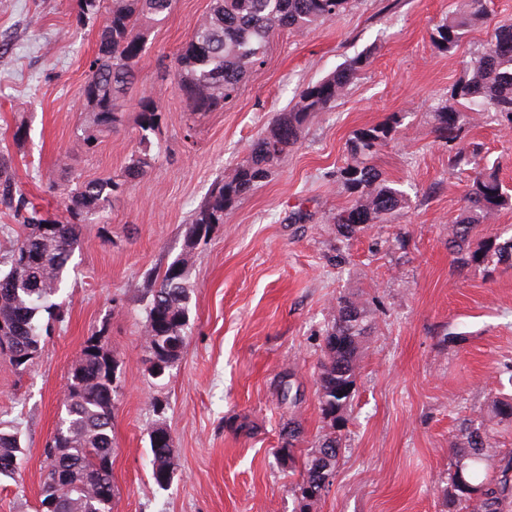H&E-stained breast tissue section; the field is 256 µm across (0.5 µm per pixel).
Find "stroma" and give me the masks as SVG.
Listing matches in <instances>:
<instances>
[{
  "mask_svg": "<svg viewBox=\"0 0 512 512\" xmlns=\"http://www.w3.org/2000/svg\"><path fill=\"white\" fill-rule=\"evenodd\" d=\"M209 7L174 0L163 21L144 20L137 92L88 149L80 89L96 27L78 24L76 0H0V151L42 218H67L54 183L123 173L140 147V94L161 109L147 174L82 224L56 296L63 312L44 319L39 353L22 370L0 355V423L18 428L24 445L19 476L0 482V512H37L64 383L93 336L119 363L113 512H294L301 473L277 450L288 422L300 423L304 454L326 429L316 381L343 295L369 302L372 334L345 447L315 512H448L450 444L462 418L486 408L490 391L512 388V266L490 274L453 267L448 227L470 174L451 168L431 113L493 30L512 24V0H487L484 18L450 54L433 48L430 33L466 0H350L335 20L276 35L236 97L194 114L158 62ZM360 54L370 63L332 111L312 117L284 161L197 246L186 345L164 378H152L143 364L150 277L183 253L194 211L273 114ZM391 115L396 132L373 162L406 204L392 222L339 240L331 218L350 201L336 179L347 142ZM467 138L512 189V127L484 116ZM159 423L174 462L162 486L149 439Z\"/></svg>",
  "mask_w": 512,
  "mask_h": 512,
  "instance_id": "obj_1",
  "label": "stroma"
}]
</instances>
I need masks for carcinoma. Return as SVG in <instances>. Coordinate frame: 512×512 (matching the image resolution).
Listing matches in <instances>:
<instances>
[{
	"label": "carcinoma",
	"instance_id": "obj_1",
	"mask_svg": "<svg viewBox=\"0 0 512 512\" xmlns=\"http://www.w3.org/2000/svg\"><path fill=\"white\" fill-rule=\"evenodd\" d=\"M349 0H211V6L189 39L162 67L161 77L171 78L174 88L191 112H213L233 97L252 68L263 62L270 40L282 31H302L334 20L346 10ZM78 20L95 23L97 51L90 61L81 87L84 111L93 128L83 142L92 146L97 133L112 129L122 102L139 82L140 60L146 53V34L138 25L172 10L173 0H77ZM486 10L485 0H468V9L435 27L432 46L452 53ZM512 41V24L497 27L484 50L469 62L467 73L448 99L432 112L435 131L448 143L461 139L463 127L478 112L490 111L512 124V50L500 51L496 43ZM369 64V56L355 57L324 79L308 85L294 106L276 113L268 130L251 144L244 160L216 182L186 227V252L179 260L182 274L172 268L156 277L146 324V349L159 346L166 351L165 368L180 358L189 322L188 270L193 249L208 237L216 224L224 223V211L268 177L294 145L309 119L328 112L336 99ZM141 142L159 129V106L150 96L139 98ZM394 116L352 134L350 162L337 171L343 189L352 195L348 206L332 221L339 236L350 241L372 224L387 223L403 207L405 194L370 164V159L396 131ZM482 149L470 143L455 149L451 167L470 166L475 176L462 212L450 227L448 250L461 269L488 266L492 258L512 261V239L501 242L498 235H480L481 224L501 208L512 206V195L500 182L496 167L480 165ZM150 166L147 152L131 156L123 178L84 180L61 186V195L71 220L52 224L31 209L23 217L25 232L8 250L9 270L0 273V342L18 350L41 346L38 315H51L59 304L52 302L63 282L67 265L80 241L84 215L102 212L112 199L126 191L129 183L144 176ZM17 186L9 153L0 154V204L19 212L22 199L15 198ZM371 310L357 298L341 297L336 314L325 331V359L317 378L319 407L327 431L316 448L298 459L294 442L300 426L291 421L284 439L288 445L277 453L288 465L301 463L298 485L299 512H308L327 490L324 480L335 474L341 453L342 434L354 388L361 348L369 335ZM117 362L105 344L95 352H83L80 362L67 376L64 410L56 428L64 443L53 455L45 454V473L40 489L39 512H112L100 490L112 491V390ZM487 411H474L462 419L451 442L452 462L448 469V512H503L512 495V456L499 460L498 476L489 477L495 451L489 423L512 421V395L499 392L488 398ZM152 473L160 485L173 474L172 449L150 444ZM20 437L0 427V477L12 478L22 458Z\"/></svg>",
	"mask_w": 512,
	"mask_h": 512
}]
</instances>
